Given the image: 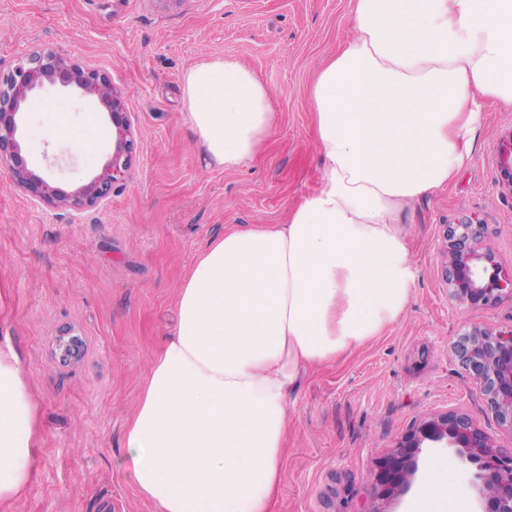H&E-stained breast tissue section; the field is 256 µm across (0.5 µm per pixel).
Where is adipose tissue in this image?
Returning <instances> with one entry per match:
<instances>
[{
    "label": "adipose tissue",
    "mask_w": 512,
    "mask_h": 512,
    "mask_svg": "<svg viewBox=\"0 0 512 512\" xmlns=\"http://www.w3.org/2000/svg\"><path fill=\"white\" fill-rule=\"evenodd\" d=\"M349 39L310 89L323 168L284 224H238L189 268L173 330L124 428L157 512H274L287 406L315 367L382 334L416 279L403 217L466 165L487 104L512 106V0H349ZM185 121L207 166L264 148L275 99L229 57L188 67ZM35 404L0 347V502L35 466ZM411 512H469L431 464Z\"/></svg>",
    "instance_id": "adipose-tissue-1"
}]
</instances>
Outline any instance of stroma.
<instances>
[{"mask_svg": "<svg viewBox=\"0 0 512 512\" xmlns=\"http://www.w3.org/2000/svg\"><path fill=\"white\" fill-rule=\"evenodd\" d=\"M348 0H0V75L33 50L60 49L102 70L124 100L137 150L108 201L78 213L34 199L0 171V344L18 353L36 405L35 468L0 512H155L125 462L123 430L151 360L169 334L188 269L231 224H281L314 192L322 162L309 89L348 38ZM231 56L271 89L277 125L247 164L206 166L185 122V69ZM66 106V121L46 113ZM20 140L30 170L71 191L110 150L106 112L58 85L29 94ZM466 168L405 218L417 277L404 316L363 347L315 369L288 401L276 512H368L387 454L436 414L471 417L491 445L512 432L489 411L452 344L479 325L512 328V296L493 306L456 299L446 231L480 225L479 242L512 269V191L498 168L512 107L488 105ZM97 133L92 151L76 145ZM77 338L62 359L59 336ZM446 463L472 512L475 468L453 448H421L419 471Z\"/></svg>", "mask_w": 512, "mask_h": 512, "instance_id": "obj_1", "label": "stroma"}]
</instances>
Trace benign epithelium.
<instances>
[{"mask_svg":"<svg viewBox=\"0 0 512 512\" xmlns=\"http://www.w3.org/2000/svg\"><path fill=\"white\" fill-rule=\"evenodd\" d=\"M73 87L98 104L112 123V145L102 172L72 191L50 186L31 171L17 138L22 104L45 85ZM136 141L122 95L108 76L54 50L35 51L0 79V167H7L16 184L57 208L80 212L102 204L112 184L132 167ZM500 178L512 192V135L499 145ZM478 224L448 226L447 281L454 297L474 305H493L503 294L512 295V272L500 269L492 253L476 243ZM454 352L460 364L480 384L486 403L500 424L512 432V329L491 331L472 326L459 334ZM440 448H461L475 473L481 512H512V453L489 443L486 435L461 414H439L424 420L405 436L386 458L376 496L396 499L411 486L418 467L416 454L424 442Z\"/></svg>","mask_w":512,"mask_h":512,"instance_id":"obj_1","label":"benign epithelium"}]
</instances>
